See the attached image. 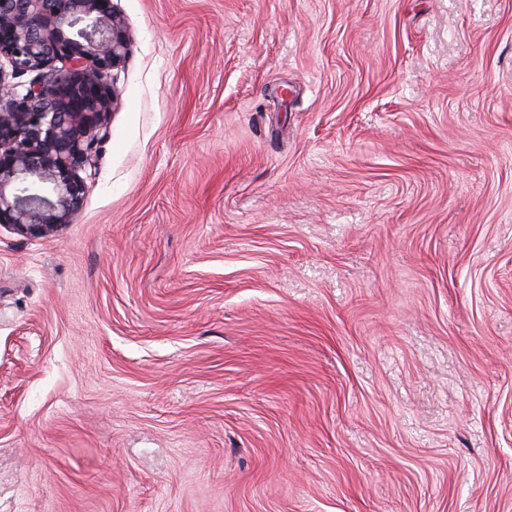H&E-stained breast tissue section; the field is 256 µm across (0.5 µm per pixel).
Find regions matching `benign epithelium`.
<instances>
[{
    "instance_id": "benign-epithelium-1",
    "label": "benign epithelium",
    "mask_w": 512,
    "mask_h": 512,
    "mask_svg": "<svg viewBox=\"0 0 512 512\" xmlns=\"http://www.w3.org/2000/svg\"><path fill=\"white\" fill-rule=\"evenodd\" d=\"M130 44L112 0H0V224L44 235L71 223Z\"/></svg>"
}]
</instances>
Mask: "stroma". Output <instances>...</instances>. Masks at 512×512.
I'll use <instances>...</instances> for the list:
<instances>
[{"instance_id":"35a3bbf8","label":"stroma","mask_w":512,"mask_h":512,"mask_svg":"<svg viewBox=\"0 0 512 512\" xmlns=\"http://www.w3.org/2000/svg\"><path fill=\"white\" fill-rule=\"evenodd\" d=\"M71 224H0V512H512V0H112Z\"/></svg>"}]
</instances>
